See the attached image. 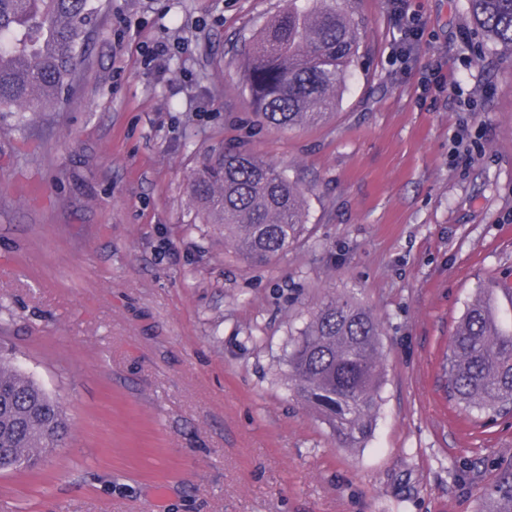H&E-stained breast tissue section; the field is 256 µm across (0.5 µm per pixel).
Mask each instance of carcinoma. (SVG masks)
Instances as JSON below:
<instances>
[{
	"instance_id": "1",
	"label": "carcinoma",
	"mask_w": 512,
	"mask_h": 512,
	"mask_svg": "<svg viewBox=\"0 0 512 512\" xmlns=\"http://www.w3.org/2000/svg\"><path fill=\"white\" fill-rule=\"evenodd\" d=\"M322 6L288 9L267 21L244 61L251 105L274 126L315 123L336 106L344 74L359 51L361 19ZM99 0H0V113L28 122L65 101L88 49ZM474 24L512 51V0H469ZM207 224L253 263L288 250L305 223L302 192L254 155H209L191 182ZM379 323L350 297H331L310 315L288 354L297 397L316 410L343 448L368 439L380 399L383 361ZM443 392L466 411L494 419L512 409V315L495 288L467 306L447 347ZM68 432L63 404L0 354V470L33 471ZM489 512H512V468L483 492Z\"/></svg>"
}]
</instances>
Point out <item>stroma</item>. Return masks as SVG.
<instances>
[{"label":"stroma","instance_id":"obj_1","mask_svg":"<svg viewBox=\"0 0 512 512\" xmlns=\"http://www.w3.org/2000/svg\"><path fill=\"white\" fill-rule=\"evenodd\" d=\"M286 5L104 0L63 108L0 115V347L69 418L39 469L0 471L12 512H477L512 465V418L467 417L440 372L480 288L512 306V52L468 0H404L421 38L396 62L389 0H356L335 109L275 128L241 68ZM437 65L462 97L423 95ZM237 147L304 201L298 241L262 265L190 197L203 154ZM330 296L380 322L361 448L338 447L288 380Z\"/></svg>","mask_w":512,"mask_h":512}]
</instances>
